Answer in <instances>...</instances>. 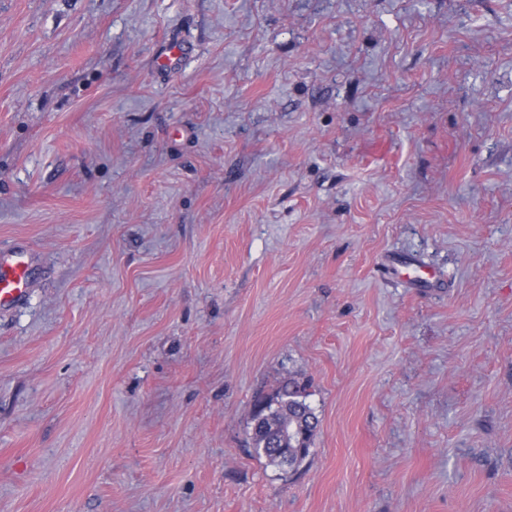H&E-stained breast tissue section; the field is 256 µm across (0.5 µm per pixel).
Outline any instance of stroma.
Instances as JSON below:
<instances>
[{
    "label": "stroma",
    "mask_w": 512,
    "mask_h": 512,
    "mask_svg": "<svg viewBox=\"0 0 512 512\" xmlns=\"http://www.w3.org/2000/svg\"><path fill=\"white\" fill-rule=\"evenodd\" d=\"M17 244L0 512H512V0H0ZM189 53L190 47L186 43L172 41L168 43L165 50L158 56V65L165 71H175ZM307 387V381L300 382L288 377L274 392L257 397L253 404L252 446L258 455L263 454L271 464L287 465L283 460L285 453L280 439L286 427L295 433L288 439L287 466L297 469L310 454L319 420L307 403L310 395Z\"/></svg>",
    "instance_id": "obj_1"
}]
</instances>
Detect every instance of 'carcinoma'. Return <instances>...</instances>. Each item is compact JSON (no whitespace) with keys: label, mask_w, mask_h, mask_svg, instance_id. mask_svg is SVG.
<instances>
[{"label":"carcinoma","mask_w":512,"mask_h":512,"mask_svg":"<svg viewBox=\"0 0 512 512\" xmlns=\"http://www.w3.org/2000/svg\"><path fill=\"white\" fill-rule=\"evenodd\" d=\"M308 383L288 378L274 392L259 396L251 415L252 446L269 463L292 469L300 467L310 454L319 420L307 403ZM294 432L288 439V451L281 447L283 429ZM288 460H283V457Z\"/></svg>","instance_id":"obj_1"}]
</instances>
